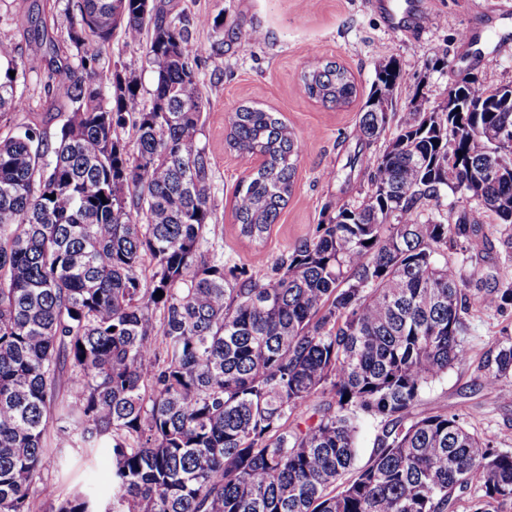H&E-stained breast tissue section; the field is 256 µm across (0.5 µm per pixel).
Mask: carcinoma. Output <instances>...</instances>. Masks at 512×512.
<instances>
[{
  "mask_svg": "<svg viewBox=\"0 0 512 512\" xmlns=\"http://www.w3.org/2000/svg\"><path fill=\"white\" fill-rule=\"evenodd\" d=\"M64 57L48 39L25 56L0 42V121L46 69L64 119L0 138V512H32L52 429L73 448L112 454L105 512H500L512 504V448L456 414L414 409L468 359L473 306H512V278L467 272L482 242L473 209L512 240V103L461 72L471 112L413 107L375 156L357 153L362 200L328 205L274 261L209 259L211 159L203 136L201 48L170 0H62ZM155 69L150 102L118 70L100 78L115 29ZM15 76H10V72ZM394 63L375 72L354 128L378 142ZM302 93L357 97L336 62ZM227 145L260 164L234 193L239 234L261 243L293 188L303 143L276 115L241 105ZM132 127L134 147L120 131ZM449 204L448 218L425 216ZM154 271L143 274L145 258ZM163 291L164 296L156 295ZM71 371L72 397L56 402ZM485 384L512 390V338ZM377 421L369 462L356 435ZM56 512H97L84 493Z\"/></svg>",
  "mask_w": 512,
  "mask_h": 512,
  "instance_id": "obj_1",
  "label": "carcinoma"
}]
</instances>
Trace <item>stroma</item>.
I'll return each mask as SVG.
<instances>
[{"instance_id": "obj_1", "label": "stroma", "mask_w": 512, "mask_h": 512, "mask_svg": "<svg viewBox=\"0 0 512 512\" xmlns=\"http://www.w3.org/2000/svg\"><path fill=\"white\" fill-rule=\"evenodd\" d=\"M410 0H171L175 11L204 18L192 31L202 49L200 87L208 100L202 142L212 163L211 203L214 219L200 250L206 256L223 254L237 263H250L254 246L238 233L234 191L238 181L259 165L225 145L229 113L244 103L278 113L305 141L298 159L291 196L271 228L263 247L276 259L296 241L311 234L323 208L330 203L361 200L366 177L327 181L325 171L343 169L356 148L351 132L369 95L379 61H395L401 79L392 111L402 117L413 103L425 106L446 102L448 89L461 71L471 72L489 87L512 82V52L500 50L502 35H512V0H411L415 22L392 33L388 12L403 13ZM39 16L49 37L68 51V23L60 0H0V40L17 45L23 54L38 52L39 41L25 15ZM225 29L236 24L262 34L260 42L243 49L225 41L215 51L211 19ZM109 68L136 77L142 99H150L155 73L141 49L127 45L115 31L103 53ZM334 61L346 67L358 87L356 100L346 107H329L304 96L298 87L302 72L315 61ZM47 72L28 74L20 89L29 101L25 110L12 113L0 124V137L10 127L36 123L54 132L59 119L44 94ZM475 228L489 241L488 256L476 271L497 265L512 277V261L505 258L500 226L494 215L477 211ZM468 360L450 369L425 390L419 412L436 408L459 417L479 433L491 435L501 447L512 448V397L484 383L487 364L493 362L503 331L512 332V309L506 313L472 308L466 318ZM49 448L41 469L43 481L54 494L34 499V512H54L62 500L83 492L101 501L110 494L103 484L112 469L105 449L68 447L54 432H47Z\"/></svg>"}]
</instances>
